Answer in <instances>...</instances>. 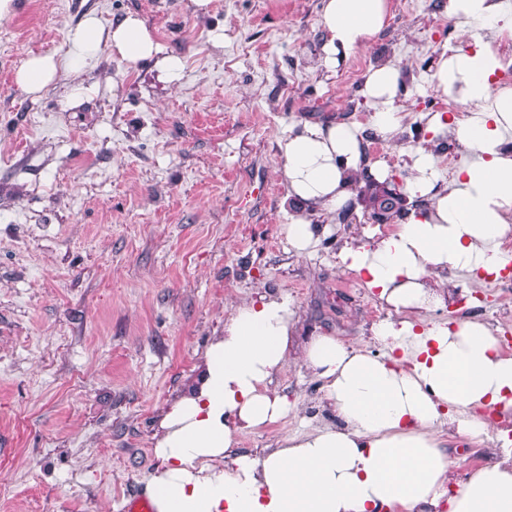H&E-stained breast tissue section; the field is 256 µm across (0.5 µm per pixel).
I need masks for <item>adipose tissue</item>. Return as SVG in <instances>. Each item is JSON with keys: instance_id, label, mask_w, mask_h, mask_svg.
Returning a JSON list of instances; mask_svg holds the SVG:
<instances>
[{"instance_id": "obj_1", "label": "adipose tissue", "mask_w": 512, "mask_h": 512, "mask_svg": "<svg viewBox=\"0 0 512 512\" xmlns=\"http://www.w3.org/2000/svg\"><path fill=\"white\" fill-rule=\"evenodd\" d=\"M512 15V0H448L460 33ZM388 0H322V50L328 66L339 53L365 45L380 32ZM108 48L135 63L160 47L145 21L127 14L111 26L88 16L72 37L66 61L29 55L15 75L19 90L38 97L61 73L80 72ZM504 63L492 44H466L441 55L432 87L442 97L472 104L465 116L434 115L430 130L450 136L472 154L448 188L436 186L433 154L416 150L412 195L426 211H408L373 246L344 247L341 261L375 290L391 313L375 329L380 353L347 346L335 337H310L306 367L341 420L335 428L283 438L262 454L240 451L236 438L292 411L287 395L271 388L288 359L295 311L284 297L263 293L239 308L208 347L200 376L159 422L154 453L160 466L146 492L155 512H512V463L479 468L446 496L452 461L431 429L448 424L472 439L485 434L482 413H512V357L484 324L468 319L423 324L415 315L439 307L429 282L435 271L496 273L507 257L500 239L512 230V88L495 82ZM401 73L372 67L362 86L373 102V123L391 134L400 122L396 98ZM282 176L301 211L287 227L304 254L318 237L311 218L335 214L352 195V174L385 177L383 163L365 164L362 130L352 123L303 124L279 143Z\"/></svg>"}]
</instances>
